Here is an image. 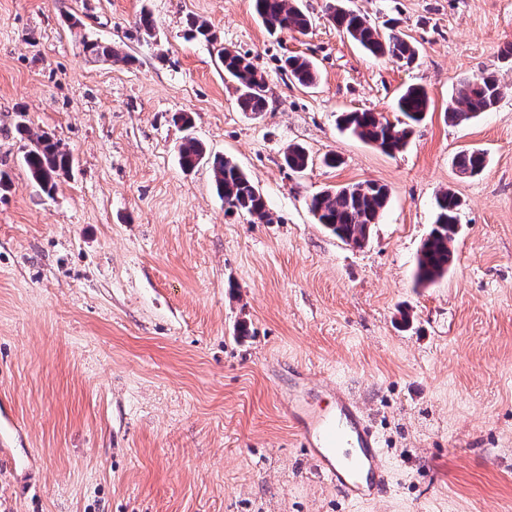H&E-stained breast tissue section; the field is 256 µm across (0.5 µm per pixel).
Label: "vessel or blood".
<instances>
[{"label":"vessel or blood","instance_id":"1","mask_svg":"<svg viewBox=\"0 0 512 512\" xmlns=\"http://www.w3.org/2000/svg\"><path fill=\"white\" fill-rule=\"evenodd\" d=\"M297 387L288 396V414L317 472L338 494L353 502L383 497L386 475L378 439L363 407L345 390H336L334 404L314 406L296 371Z\"/></svg>","mask_w":512,"mask_h":512}]
</instances>
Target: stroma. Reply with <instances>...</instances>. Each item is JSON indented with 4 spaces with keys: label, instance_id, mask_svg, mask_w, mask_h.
<instances>
[{
    "label": "stroma",
    "instance_id": "stroma-1",
    "mask_svg": "<svg viewBox=\"0 0 512 512\" xmlns=\"http://www.w3.org/2000/svg\"><path fill=\"white\" fill-rule=\"evenodd\" d=\"M325 4L302 0L306 34L272 36L253 0H0V419L21 461L0 471V512H512V0H350L416 45L408 66L364 52ZM87 37L134 64L86 55ZM224 49L263 74L267 111L240 110ZM290 55L315 85L288 81ZM484 71L497 107L448 123L458 80ZM410 85L429 112L401 153L339 127L396 119ZM45 132L73 159L49 194L22 163ZM187 135L248 175L271 223L226 211L209 163L180 167ZM292 143L305 172L283 162ZM466 148L487 155L478 175L454 165ZM366 180L389 198L355 248L308 202ZM445 190L462 202L454 260L420 287ZM298 366L355 389L380 501L315 471L285 406ZM289 79L301 86L309 87L316 82L317 74L313 64L306 58L291 55L284 60L282 67Z\"/></svg>",
    "mask_w": 512,
    "mask_h": 512
}]
</instances>
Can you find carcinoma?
<instances>
[{"mask_svg": "<svg viewBox=\"0 0 512 512\" xmlns=\"http://www.w3.org/2000/svg\"><path fill=\"white\" fill-rule=\"evenodd\" d=\"M256 13L271 33L297 32L303 34L312 25L311 17L303 10L300 0H254ZM326 13L338 29L359 47L374 57H386L404 65L411 64L417 55L414 44L400 32H383L359 11L345 5V0H327ZM83 51L130 64L134 58L121 55L107 44L93 39L83 40ZM224 76L236 85L239 106L245 112H264L268 107V89L264 76L257 71L245 54L226 49L219 54ZM283 69L289 79L309 87L316 82L313 64L306 58L291 55L284 60ZM501 95L498 80L492 72H482L459 81L455 97L448 107V121L460 124L493 111ZM396 111L404 120L395 123L382 114L370 111H351L340 115V123L361 141L382 152L393 155L402 151L428 112L429 97L418 86H409L396 99ZM179 163L186 170L200 165L206 149L194 137H186L178 148ZM285 165L303 172L310 164L305 147L291 144L284 152ZM24 165L35 184L45 193L56 189L59 173L70 166L69 155L60 150L58 142L48 134L38 136L23 157ZM463 174L477 175L486 166L485 153L467 149L455 158ZM217 193L229 211L248 214L261 222H270L263 195L237 164L227 158H216L212 165ZM388 191L372 181L359 182L326 190L312 196L309 208L327 230L345 243L358 245L368 240L371 229L378 223L387 205ZM461 203L451 191L436 197V219L423 240L416 270V281L425 285L442 277L453 261L452 244L456 237L458 211Z\"/></svg>", "mask_w": 512, "mask_h": 512, "instance_id": "cac0c4a2", "label": "carcinoma"}]
</instances>
